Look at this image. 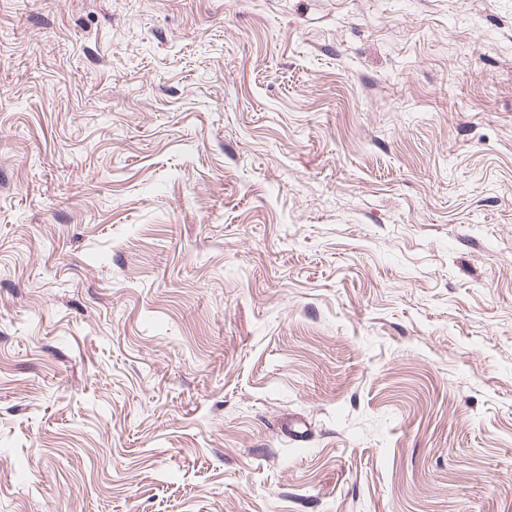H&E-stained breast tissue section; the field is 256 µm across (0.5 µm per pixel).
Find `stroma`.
<instances>
[{
  "label": "stroma",
  "mask_w": 512,
  "mask_h": 512,
  "mask_svg": "<svg viewBox=\"0 0 512 512\" xmlns=\"http://www.w3.org/2000/svg\"><path fill=\"white\" fill-rule=\"evenodd\" d=\"M0 512H512V0H0Z\"/></svg>",
  "instance_id": "35a3bbf8"
}]
</instances>
